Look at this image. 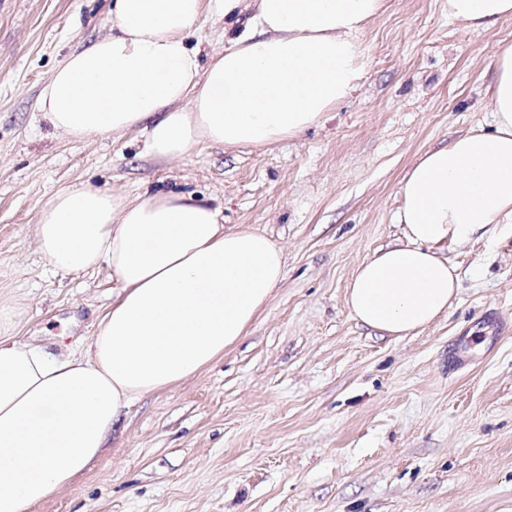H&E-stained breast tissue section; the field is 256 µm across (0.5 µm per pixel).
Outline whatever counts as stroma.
Here are the masks:
<instances>
[{"instance_id": "stroma-1", "label": "stroma", "mask_w": 512, "mask_h": 512, "mask_svg": "<svg viewBox=\"0 0 512 512\" xmlns=\"http://www.w3.org/2000/svg\"><path fill=\"white\" fill-rule=\"evenodd\" d=\"M111 0H0V308L13 339L86 348L107 269L56 274L39 209L69 186L193 195L281 248L286 277L223 358L140 397L99 455L33 512H512V224L441 245L460 289L397 339L349 313L356 268L404 241L398 187L418 158L492 128L489 87L512 18L468 29L447 0H387L362 36L370 71L325 121L262 147L149 154L134 130L74 139L38 110L53 69L110 32ZM469 337L467 365L448 347Z\"/></svg>"}]
</instances>
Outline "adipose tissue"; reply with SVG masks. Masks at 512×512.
Masks as SVG:
<instances>
[{
  "label": "adipose tissue",
  "mask_w": 512,
  "mask_h": 512,
  "mask_svg": "<svg viewBox=\"0 0 512 512\" xmlns=\"http://www.w3.org/2000/svg\"><path fill=\"white\" fill-rule=\"evenodd\" d=\"M244 0H112L110 35L69 53L41 91L44 120L71 137L144 132L179 159L201 143L294 138L348 100L368 72L359 41L384 0H251L243 31L200 60L186 33ZM449 19L489 29L512 0H448ZM493 131L426 151L399 186L405 241L354 272V319L402 338L445 314L455 265L436 248L512 223V43L494 54ZM38 248L61 274L107 268L118 284L88 348L61 359L11 337L0 310V512L30 508L99 454L123 409L223 357L285 276L281 249L220 208L158 192L136 199L66 187L40 209Z\"/></svg>",
  "instance_id": "adipose-tissue-1"
}]
</instances>
